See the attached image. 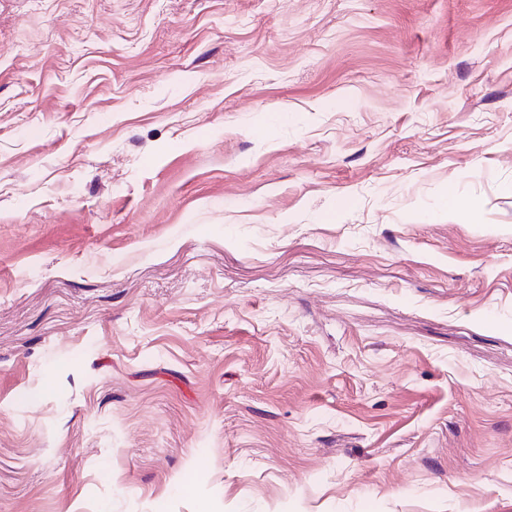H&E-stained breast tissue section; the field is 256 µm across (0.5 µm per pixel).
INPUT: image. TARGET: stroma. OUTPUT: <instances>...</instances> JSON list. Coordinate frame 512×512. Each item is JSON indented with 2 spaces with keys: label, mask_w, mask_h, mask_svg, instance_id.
<instances>
[{
  "label": "stroma",
  "mask_w": 512,
  "mask_h": 512,
  "mask_svg": "<svg viewBox=\"0 0 512 512\" xmlns=\"http://www.w3.org/2000/svg\"><path fill=\"white\" fill-rule=\"evenodd\" d=\"M0 512H512V0H0Z\"/></svg>",
  "instance_id": "obj_1"
}]
</instances>
